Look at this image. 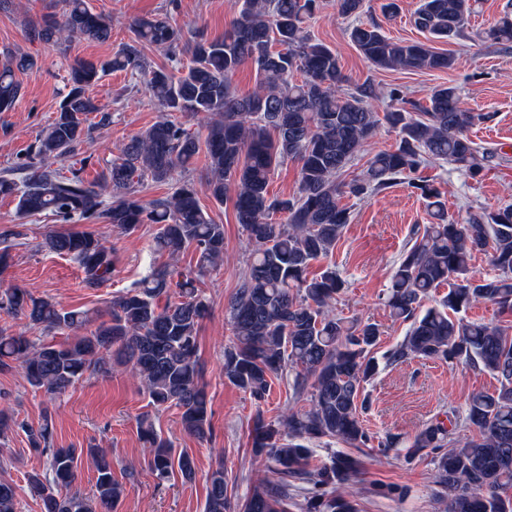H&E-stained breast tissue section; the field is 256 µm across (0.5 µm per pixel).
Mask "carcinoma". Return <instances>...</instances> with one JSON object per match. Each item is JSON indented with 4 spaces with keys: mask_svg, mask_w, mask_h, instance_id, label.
Listing matches in <instances>:
<instances>
[{
    "mask_svg": "<svg viewBox=\"0 0 512 512\" xmlns=\"http://www.w3.org/2000/svg\"><path fill=\"white\" fill-rule=\"evenodd\" d=\"M62 14L47 15L31 28V38L61 44L74 38L105 41L112 20L93 12L87 0H63ZM336 13L358 18L365 0H333ZM479 0H420L414 26L446 42L464 35ZM238 10L221 38L202 32L188 35L170 9L135 20L132 37L111 58L79 61L70 67L69 90L55 119L36 139L25 158L0 172V196L17 199L21 216L47 214L62 224H110L132 232L140 224H158L155 250L171 257L193 248L196 265L178 274L154 267L125 292L112 297L107 319L92 322L86 311H66L25 289H0V311L22 315L46 334L77 333L56 344L36 342L0 327V369H16L30 386L60 395L86 373L108 374L112 365L130 369L157 407L179 410L183 430L199 439L212 437V412L201 381L198 333L209 305L197 283L224 259V225L203 210L200 196L222 204L231 199L237 222L252 246L248 272L229 302L230 336L224 346V378L260 403L274 380L289 373L296 397L307 405L289 408L274 420L256 413L252 457L265 462L279 481L256 487L241 512H290L288 479L308 484L306 512H358L359 461L347 454L313 471L309 445L334 440L352 448L368 445L362 424L367 409L365 385L377 374L375 349L382 335L370 321L347 323L330 313L344 288L336 269L313 273L328 257L348 224L342 198L375 195L408 179L425 163L446 162L476 176L489 153L469 135L471 126L491 118L462 105L458 88H436L426 104L384 113L396 129L394 148L375 153L362 171L338 180L357 154L366 150L381 118L376 87L366 81L349 92L336 53L314 40L305 23L319 0H235ZM484 42L512 43V14L506 12L478 34ZM350 39L372 66L384 70L444 71L455 57L420 41H397L374 21L359 22ZM144 44L167 50L166 65H155L141 51ZM190 55L188 66L182 57ZM245 63L254 66L256 86L241 96L233 77ZM31 56L9 58L0 67V112L13 109L22 96L15 71L31 68ZM110 71H126L167 112L196 119L206 128L201 139L183 123L164 118L131 137L96 183L78 172L63 173L58 164L90 138L88 115L98 111L88 95ZM202 157L207 178L196 186L180 183L149 201L138 196L135 180L166 183L174 172ZM300 164L299 186L289 197L269 192L281 163ZM432 222L403 252L393 268L385 303L391 316L409 323L400 345L386 355L393 363L421 358L452 363L463 360L492 374L495 391L471 394L465 424L472 435L452 437L444 422L422 426L405 448L413 458L427 450L433 477L441 488L444 512H512V205L488 209L469 206L459 219L445 214L440 190L426 180L414 183ZM277 213L286 215L279 224ZM45 246L72 258L83 283L97 288L114 271L111 247L92 232H55ZM486 252L496 274L478 276L475 253ZM180 280L173 281V276ZM179 288L171 300V285ZM448 287L436 304L424 307L431 291ZM496 307L498 322L466 319L480 303ZM32 450L46 457L43 473L29 477L41 512L111 510L123 496L112 478V460L103 448L89 449L96 463L95 499L73 490L82 452L53 448L52 418L26 428ZM150 448L149 467L166 481L177 471L186 482L196 478V462L176 451L152 426H140ZM224 468L207 477L205 512H230ZM0 512H17L15 486L0 480Z\"/></svg>",
    "mask_w": 512,
    "mask_h": 512,
    "instance_id": "carcinoma-1",
    "label": "carcinoma"
}]
</instances>
